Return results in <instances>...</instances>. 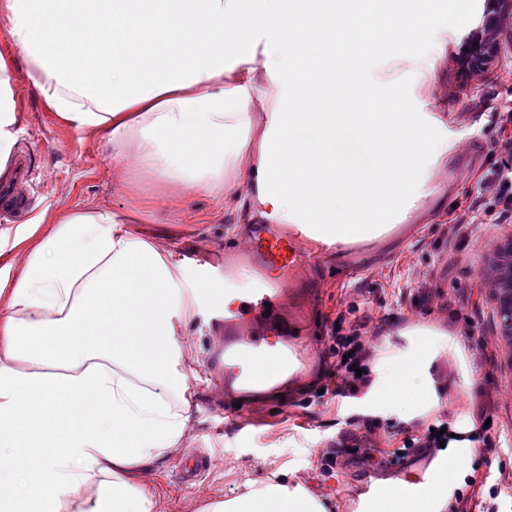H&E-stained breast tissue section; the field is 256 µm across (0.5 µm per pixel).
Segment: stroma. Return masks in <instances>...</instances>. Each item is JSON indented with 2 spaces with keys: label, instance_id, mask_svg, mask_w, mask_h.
Here are the masks:
<instances>
[{
  "label": "stroma",
  "instance_id": "stroma-1",
  "mask_svg": "<svg viewBox=\"0 0 512 512\" xmlns=\"http://www.w3.org/2000/svg\"><path fill=\"white\" fill-rule=\"evenodd\" d=\"M461 25L436 31L416 47L426 59H437L433 86L438 111L447 113L455 137L449 177L438 200L416 223L410 237L396 236L368 248L347 269L335 258L304 272L307 297L320 331L322 369L296 394L283 400L261 398L250 403L244 421L225 417L215 406L216 392L207 386V364L216 348L217 332L201 303L193 321L198 361L181 364L192 394L193 433L187 445L200 448L219 461L193 486L176 483V460L165 462L155 483L163 512H199L205 493L232 497L241 470L263 479L278 470L293 472L300 484L327 507V512H359L369 489L388 480L411 481L420 467H432L445 450L418 464L392 461V439L399 428L410 427L399 410H379L371 398L337 400L326 393L332 360L329 347L336 330H347L362 314L372 317L368 337L376 344L408 345L400 329L415 321L427 326H452L456 336L472 331L464 349L476 375L472 383L459 377L448 357L437 361V398L456 426L463 414L474 413V400L489 394L493 400L492 428L474 441L472 459L451 489L468 491L470 478L502 485L499 512H512V366L496 330V317L482 288L483 246L512 230V203L491 194H478L476 184L492 172L512 168V152L502 141L512 136V115L501 109L512 100V65L498 60L483 70L465 67L462 56L468 35L479 29L490 0H458ZM21 121L15 148L28 149L32 178L29 187L33 214L44 210L106 208L124 215L129 198L112 183L115 160L100 135L64 124L43 104L25 71H16ZM140 218L148 228L167 233L177 256L185 260L178 281L182 292L224 285V252L242 249L240 236L229 226L244 221L243 213L225 211L223 202L203 193L168 201H143ZM432 286L440 296L428 305L417 302L419 291ZM375 425L379 450L373 459L343 469L326 453L346 432Z\"/></svg>",
  "mask_w": 512,
  "mask_h": 512
}]
</instances>
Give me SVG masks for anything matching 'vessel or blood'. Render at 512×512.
<instances>
[{"label":"vessel or blood","instance_id":"obj_1","mask_svg":"<svg viewBox=\"0 0 512 512\" xmlns=\"http://www.w3.org/2000/svg\"><path fill=\"white\" fill-rule=\"evenodd\" d=\"M28 173L25 158L16 157L9 180L0 185L1 221L18 223L26 218L30 207ZM325 251L322 242L296 233L287 225L252 226L248 245L238 258L258 273L257 285L244 301L230 307L221 296L210 298V309L224 330L215 359L225 396L238 398L262 386H285L312 365L313 356L299 337L269 339L262 323L265 317H278L290 301L301 296L299 271L316 265ZM443 474L439 467L418 473L410 488L402 492L388 487L370 490L367 512H378L384 500L398 495L410 503L425 502Z\"/></svg>","mask_w":512,"mask_h":512}]
</instances>
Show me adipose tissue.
I'll return each mask as SVG.
<instances>
[{"label": "adipose tissue", "mask_w": 512, "mask_h": 512, "mask_svg": "<svg viewBox=\"0 0 512 512\" xmlns=\"http://www.w3.org/2000/svg\"><path fill=\"white\" fill-rule=\"evenodd\" d=\"M0 0L17 57L0 55V167L20 120L11 72L23 62L46 106L112 147L115 186L138 202L205 193L252 224H285L336 246L416 220L448 172L442 114L403 105L414 53L458 25L454 0ZM383 48L400 77L365 74ZM136 213L42 212L0 243V512H156L145 475L177 457L191 395L173 361L197 295L183 261L144 238ZM385 347L377 406L437 408L432 368L447 354L472 381L452 329L409 324ZM201 512H325L281 472L243 475Z\"/></svg>", "instance_id": "obj_1"}]
</instances>
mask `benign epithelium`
Segmentation results:
<instances>
[{"mask_svg":"<svg viewBox=\"0 0 512 512\" xmlns=\"http://www.w3.org/2000/svg\"><path fill=\"white\" fill-rule=\"evenodd\" d=\"M494 8L484 15L480 30L468 39L467 66L482 70L498 57L502 40L512 43V0H493ZM493 303L499 336L512 364V231L486 244L485 265L480 272Z\"/></svg>","mask_w":512,"mask_h":512,"instance_id":"obj_1","label":"benign epithelium"}]
</instances>
